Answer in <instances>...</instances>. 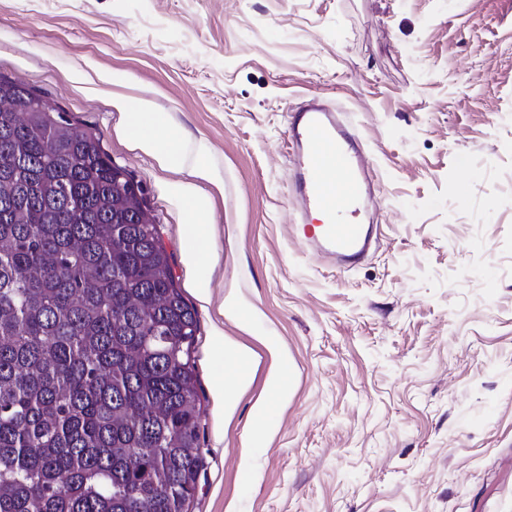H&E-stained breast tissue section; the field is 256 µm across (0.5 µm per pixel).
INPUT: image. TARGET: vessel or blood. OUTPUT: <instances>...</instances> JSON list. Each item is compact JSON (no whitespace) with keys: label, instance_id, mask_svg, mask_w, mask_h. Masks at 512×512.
Here are the masks:
<instances>
[{"label":"vessel or blood","instance_id":"obj_1","mask_svg":"<svg viewBox=\"0 0 512 512\" xmlns=\"http://www.w3.org/2000/svg\"><path fill=\"white\" fill-rule=\"evenodd\" d=\"M288 133L304 245L337 265L358 263L372 242L365 201L373 175L355 127L316 96L289 113Z\"/></svg>","mask_w":512,"mask_h":512}]
</instances>
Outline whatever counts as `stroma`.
I'll list each match as a JSON object with an SVG mask.
<instances>
[{"instance_id": "1", "label": "stroma", "mask_w": 512, "mask_h": 512, "mask_svg": "<svg viewBox=\"0 0 512 512\" xmlns=\"http://www.w3.org/2000/svg\"><path fill=\"white\" fill-rule=\"evenodd\" d=\"M0 74L100 133L197 312L188 512H512V0H0ZM310 96L344 111L377 185L380 245L354 268L294 232L288 114ZM143 102L181 170L134 149ZM188 190L212 196L196 265ZM258 336L290 372L251 448L270 359L233 397L216 375Z\"/></svg>"}]
</instances>
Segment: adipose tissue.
I'll return each mask as SVG.
<instances>
[{
  "instance_id": "1",
  "label": "adipose tissue",
  "mask_w": 512,
  "mask_h": 512,
  "mask_svg": "<svg viewBox=\"0 0 512 512\" xmlns=\"http://www.w3.org/2000/svg\"><path fill=\"white\" fill-rule=\"evenodd\" d=\"M128 129L133 134L135 145L142 151L153 155L166 166L177 168L182 163L179 140L159 113L150 106L141 111L130 113ZM184 210L189 218L186 252L192 261L198 262L213 252V238L209 226L210 203L207 197L190 193L183 200ZM262 345L277 359L272 366L262 393L251 409L250 434L253 442L263 437L274 405L288 394V360L279 355L276 342L268 336L262 337Z\"/></svg>"
}]
</instances>
